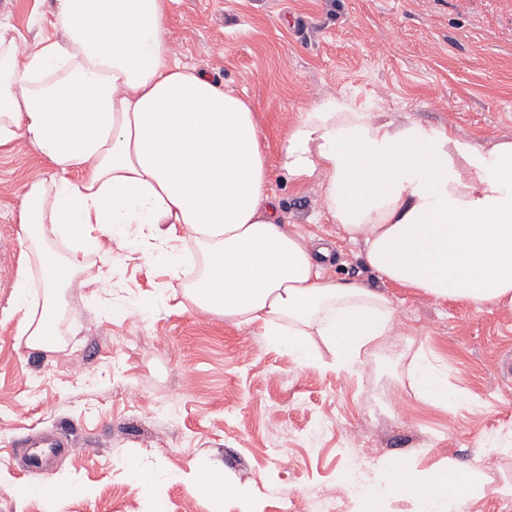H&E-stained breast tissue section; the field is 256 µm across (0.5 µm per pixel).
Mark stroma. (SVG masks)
Returning <instances> with one entry per match:
<instances>
[{
  "mask_svg": "<svg viewBox=\"0 0 512 512\" xmlns=\"http://www.w3.org/2000/svg\"><path fill=\"white\" fill-rule=\"evenodd\" d=\"M164 3L177 61L252 106L284 229L329 248L325 276L386 287L396 333L367 347L357 374L336 373L324 348L302 367L256 330L200 314L183 281L102 236L79 255L54 241L82 269L62 290L59 349H29L17 337L13 292L25 257L14 213L42 163L24 142L0 148V512H282L285 500L310 508L322 494L357 512L346 480L357 454L370 459L365 485L391 461L411 473L450 458L484 467V493L463 512H512V497L499 492L512 485V454L501 451L512 444V376L502 366L512 313L382 285L361 244L323 214L313 182L292 181L279 164L301 108L330 95L468 141L512 138V0ZM53 6L0 0V22L29 41L47 37ZM104 254L114 259L108 280ZM112 295L129 302L128 317L105 311ZM421 357L447 374L461 406L419 398L412 366ZM131 389L138 404L126 399ZM58 433L71 446L55 458L51 481L90 495L17 499L18 488L42 480L26 468L28 439ZM130 457L155 474L153 492L123 469ZM206 467L224 472L223 502L198 496L188 479Z\"/></svg>",
  "mask_w": 512,
  "mask_h": 512,
  "instance_id": "1",
  "label": "stroma"
}]
</instances>
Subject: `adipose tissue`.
Wrapping results in <instances>:
<instances>
[{
	"label": "adipose tissue",
	"instance_id": "obj_1",
	"mask_svg": "<svg viewBox=\"0 0 512 512\" xmlns=\"http://www.w3.org/2000/svg\"><path fill=\"white\" fill-rule=\"evenodd\" d=\"M52 27L23 51L0 24V147L25 141L46 166L15 213L35 262L14 295L26 346L52 349L79 268L50 239L81 251L87 227L130 234L144 259L174 271L168 243L181 230L206 260L191 288L200 309L256 327L304 367L318 362L319 337L335 370L354 373L362 349L396 329L391 298L325 277L303 236L283 229L251 105L176 62L162 0H56ZM280 165L315 180L324 213L363 244L378 279L512 313V140L470 142L330 96L300 111ZM414 380L430 404L462 400L429 362H416ZM383 479L359 499L386 485L420 512H460L485 485L482 469L452 461L412 477L395 463Z\"/></svg>",
	"mask_w": 512,
	"mask_h": 512
}]
</instances>
